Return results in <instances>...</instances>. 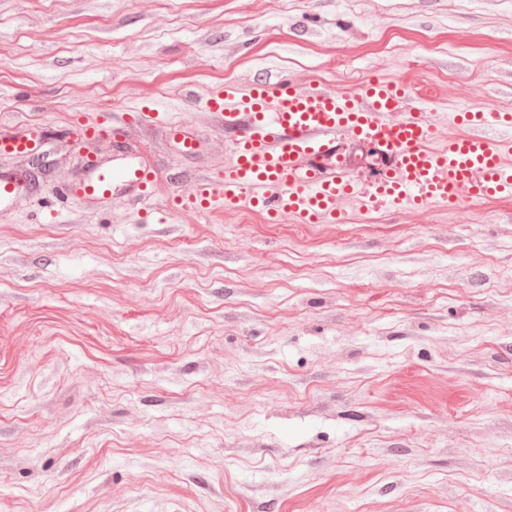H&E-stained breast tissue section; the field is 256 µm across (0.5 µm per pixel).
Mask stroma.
Segmentation results:
<instances>
[{"mask_svg": "<svg viewBox=\"0 0 512 512\" xmlns=\"http://www.w3.org/2000/svg\"><path fill=\"white\" fill-rule=\"evenodd\" d=\"M281 78L512 111V0H0V136L68 157L0 216V512H512V199L175 206L232 158L209 93ZM134 112L153 199L57 203ZM42 144L43 138L40 127L26 124L14 136L0 140V153L22 155L38 150Z\"/></svg>", "mask_w": 512, "mask_h": 512, "instance_id": "1", "label": "stroma"}]
</instances>
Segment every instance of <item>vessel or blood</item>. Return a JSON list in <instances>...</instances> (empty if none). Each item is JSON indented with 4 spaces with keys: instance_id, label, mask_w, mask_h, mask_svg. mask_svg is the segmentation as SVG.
I'll list each match as a JSON object with an SVG mask.
<instances>
[{
    "instance_id": "obj_1",
    "label": "vessel or blood",
    "mask_w": 512,
    "mask_h": 512,
    "mask_svg": "<svg viewBox=\"0 0 512 512\" xmlns=\"http://www.w3.org/2000/svg\"><path fill=\"white\" fill-rule=\"evenodd\" d=\"M407 83L374 79L358 91L298 90L277 80L248 91L227 85L207 103L239 135L233 160L218 179L202 178L177 205L195 210L246 209L274 221L289 215L303 224L336 222L343 201L365 211L447 207L466 199L512 197V141L485 135L489 125L512 129L511 112L459 113L467 130L438 139L433 112L405 110ZM377 147L388 161L381 173L362 179L337 152L341 137ZM43 144L39 126L25 125L0 140V153L22 155ZM159 182L122 142L111 159L88 166L64 189L66 201L109 200L120 194L148 201ZM28 187L24 177L0 168V214L12 211Z\"/></svg>"
}]
</instances>
